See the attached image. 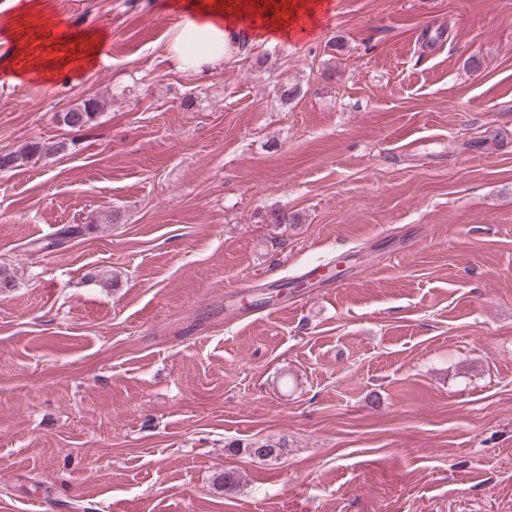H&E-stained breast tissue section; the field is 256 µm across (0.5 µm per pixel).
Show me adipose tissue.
Wrapping results in <instances>:
<instances>
[{
	"label": "adipose tissue",
	"mask_w": 512,
	"mask_h": 512,
	"mask_svg": "<svg viewBox=\"0 0 512 512\" xmlns=\"http://www.w3.org/2000/svg\"><path fill=\"white\" fill-rule=\"evenodd\" d=\"M13 4L14 22L4 32L9 49L0 54V72L18 83H45L96 66L107 39L103 31L43 22L42 0ZM331 6V0H176L182 19L167 53L178 70L199 73L232 59L245 36L273 42L312 36Z\"/></svg>",
	"instance_id": "ef3b65f1"
}]
</instances>
